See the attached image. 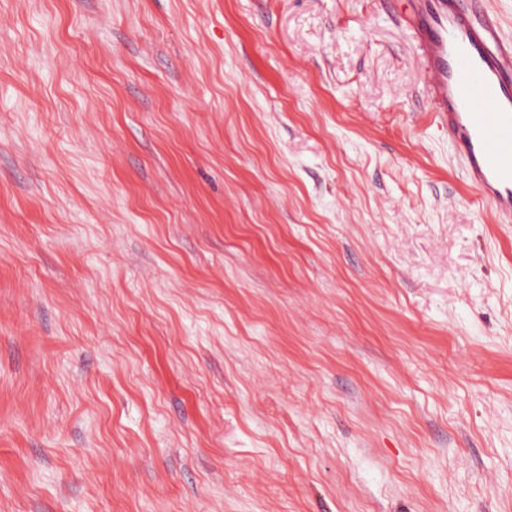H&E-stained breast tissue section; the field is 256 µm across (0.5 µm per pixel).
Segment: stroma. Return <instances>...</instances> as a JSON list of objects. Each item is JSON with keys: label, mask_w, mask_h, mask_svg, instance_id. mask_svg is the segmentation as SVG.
<instances>
[{"label": "stroma", "mask_w": 512, "mask_h": 512, "mask_svg": "<svg viewBox=\"0 0 512 512\" xmlns=\"http://www.w3.org/2000/svg\"><path fill=\"white\" fill-rule=\"evenodd\" d=\"M406 0H0V512H512V224Z\"/></svg>", "instance_id": "obj_1"}]
</instances>
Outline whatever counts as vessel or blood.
Instances as JSON below:
<instances>
[{
	"label": "vessel or blood",
	"instance_id": "1",
	"mask_svg": "<svg viewBox=\"0 0 512 512\" xmlns=\"http://www.w3.org/2000/svg\"><path fill=\"white\" fill-rule=\"evenodd\" d=\"M438 124L498 223L512 224V42L485 0H409Z\"/></svg>",
	"mask_w": 512,
	"mask_h": 512
}]
</instances>
